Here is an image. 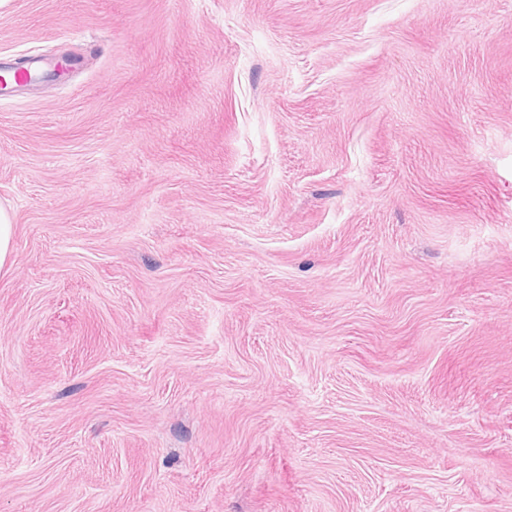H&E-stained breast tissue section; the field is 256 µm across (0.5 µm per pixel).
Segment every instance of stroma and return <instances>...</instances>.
Returning a JSON list of instances; mask_svg holds the SVG:
<instances>
[{
    "mask_svg": "<svg viewBox=\"0 0 512 512\" xmlns=\"http://www.w3.org/2000/svg\"><path fill=\"white\" fill-rule=\"evenodd\" d=\"M0 512H512V0H7ZM13 220L8 206L0 203V273L9 274L12 259Z\"/></svg>",
    "mask_w": 512,
    "mask_h": 512,
    "instance_id": "stroma-1",
    "label": "stroma"
}]
</instances>
